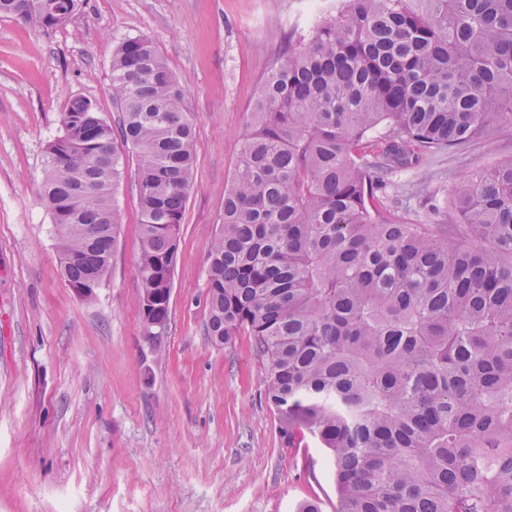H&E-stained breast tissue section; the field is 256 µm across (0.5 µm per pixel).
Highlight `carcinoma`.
<instances>
[{
	"label": "carcinoma",
	"mask_w": 512,
	"mask_h": 512,
	"mask_svg": "<svg viewBox=\"0 0 512 512\" xmlns=\"http://www.w3.org/2000/svg\"><path fill=\"white\" fill-rule=\"evenodd\" d=\"M83 0H0L43 29ZM187 87L148 36L112 54L117 127L76 98L41 198L63 274L97 296L137 158L144 334L168 320L196 155ZM512 128V0H342L291 31L243 136L208 260L206 333L252 338L293 446L321 443L336 512H512V158L410 224L384 174Z\"/></svg>",
	"instance_id": "carcinoma-1"
}]
</instances>
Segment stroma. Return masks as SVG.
Here are the masks:
<instances>
[{"label": "stroma", "instance_id": "obj_1", "mask_svg": "<svg viewBox=\"0 0 512 512\" xmlns=\"http://www.w3.org/2000/svg\"><path fill=\"white\" fill-rule=\"evenodd\" d=\"M305 0H85L46 30L0 19V512H336L319 443L289 446L250 336L206 334L207 264L241 138ZM145 35L188 84L196 163L167 324L144 337L136 158L123 153L121 224L94 302L68 286L40 200L66 104L108 120L112 53ZM512 157V128L387 178L402 220L436 224L460 177Z\"/></svg>", "mask_w": 512, "mask_h": 512}]
</instances>
